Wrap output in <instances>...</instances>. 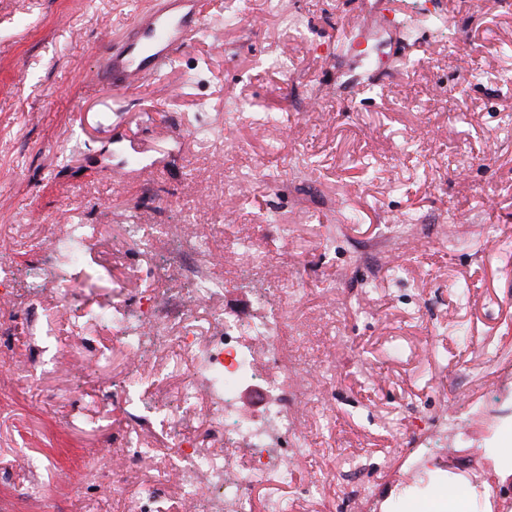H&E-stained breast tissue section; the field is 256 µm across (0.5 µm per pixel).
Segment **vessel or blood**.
<instances>
[{
  "instance_id": "obj_1",
  "label": "vessel or blood",
  "mask_w": 512,
  "mask_h": 512,
  "mask_svg": "<svg viewBox=\"0 0 512 512\" xmlns=\"http://www.w3.org/2000/svg\"><path fill=\"white\" fill-rule=\"evenodd\" d=\"M203 25L199 0H171L170 4L133 19L125 39L100 56L91 82L125 89L168 65L175 50Z\"/></svg>"
}]
</instances>
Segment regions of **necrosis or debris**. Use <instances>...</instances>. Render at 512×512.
<instances>
[{
  "label": "necrosis or debris",
  "instance_id": "4bbe7bcc",
  "mask_svg": "<svg viewBox=\"0 0 512 512\" xmlns=\"http://www.w3.org/2000/svg\"><path fill=\"white\" fill-rule=\"evenodd\" d=\"M120 250L153 258L165 254L163 267L129 264L112 282L108 311L116 334L126 335L127 305H135L150 348L127 347V367L141 371L145 356L174 359L190 369L178 390H195L193 403L164 410L171 429L169 469L161 482L177 493L183 512H279L278 496L255 504L256 489L283 477L288 463L309 445L299 415L315 400L310 385L297 373L288 334V308L295 284L281 280L279 296L257 293L251 317L225 312L226 277L219 260L192 225L142 224ZM151 278L150 288L131 292L129 280ZM258 387L264 404L260 419L244 417L237 398ZM128 434L114 436L121 448L119 466L99 468L100 477L136 472L145 452L129 445V434L151 424L139 411L126 414Z\"/></svg>",
  "mask_w": 512,
  "mask_h": 512
}]
</instances>
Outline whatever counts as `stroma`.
<instances>
[{
    "instance_id": "obj_1",
    "label": "stroma",
    "mask_w": 512,
    "mask_h": 512,
    "mask_svg": "<svg viewBox=\"0 0 512 512\" xmlns=\"http://www.w3.org/2000/svg\"><path fill=\"white\" fill-rule=\"evenodd\" d=\"M159 3L0 0V248L16 271L0 310L13 336L0 355V512H42L36 487L58 512H124L131 496L155 512L151 472L117 495L85 463L125 428L111 391L147 411L166 406V381L129 374L111 329H72L108 291L100 252L131 225L187 223L226 265L236 245L266 250L301 288L288 315L301 366L336 363L311 446L279 488L288 512H350L346 484L323 501L299 491L351 456L383 512H405L416 408L436 432L434 490H466L477 512L463 472L469 449L488 448L485 488L512 503L498 453L512 444V6L202 0L206 37L163 74L128 91L90 84L107 44ZM50 224L104 227L65 314L47 296ZM23 360L37 384L18 381Z\"/></svg>"
}]
</instances>
